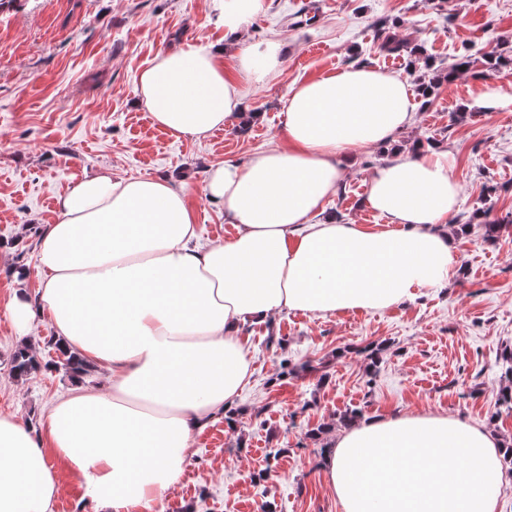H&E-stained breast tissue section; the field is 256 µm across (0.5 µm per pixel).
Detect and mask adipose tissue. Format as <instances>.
I'll return each mask as SVG.
<instances>
[{
	"mask_svg": "<svg viewBox=\"0 0 512 512\" xmlns=\"http://www.w3.org/2000/svg\"><path fill=\"white\" fill-rule=\"evenodd\" d=\"M212 7L223 45L158 53L138 78L141 103L178 140L243 118L247 84L268 82L285 58L280 40L247 45L227 74L224 54L245 43L264 0ZM415 109L405 79L372 67L295 85L283 143L208 169L205 194L236 232L205 246L172 180L108 170L75 180L39 234L38 294H15L8 315L22 334L47 316L55 340L108 382L72 388L38 432L0 414V512H53L65 474L95 512H151L195 435L250 377L244 323L383 311L446 285L457 250L444 221L460 187L445 151H397L379 167L365 204L384 224L311 221L340 187L347 153L390 144ZM501 463L487 427L431 414L363 421L325 455L342 512H500Z\"/></svg>",
	"mask_w": 512,
	"mask_h": 512,
	"instance_id": "obj_1",
	"label": "adipose tissue"
}]
</instances>
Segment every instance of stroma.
<instances>
[{
  "mask_svg": "<svg viewBox=\"0 0 512 512\" xmlns=\"http://www.w3.org/2000/svg\"><path fill=\"white\" fill-rule=\"evenodd\" d=\"M424 48V59L378 49L379 35ZM250 42L281 39V72L250 87L249 114L207 140H175L138 103L140 72L164 50L218 41L209 0H7L0 5V263L27 270L0 275V414L39 426L44 409L75 383L97 388L89 370L19 378L18 348L60 360L45 322L17 335L6 307L13 293L40 286L36 240L57 219L56 200L73 181L104 168L114 176H167L184 186L198 242L234 229L209 202L210 165L246 161L276 143L290 89L348 64H367L418 85L458 55H481L512 41V0H265L251 20ZM465 73L417 109L396 146H439L460 186L453 217L458 268L448 285L420 288L383 312L319 317L298 311L248 323L241 336L251 376L234 424L215 419L196 435L194 453L159 512H341L329 488L321 448L342 417L447 415L488 426L512 443V410L499 403V358L512 348V103L481 111L482 86ZM470 112L462 120L460 107ZM389 153L354 151L337 194L316 215L368 226L380 223L363 200ZM499 220L494 239L483 224Z\"/></svg>",
  "mask_w": 512,
  "mask_h": 512,
  "instance_id": "stroma-1",
  "label": "stroma"
}]
</instances>
